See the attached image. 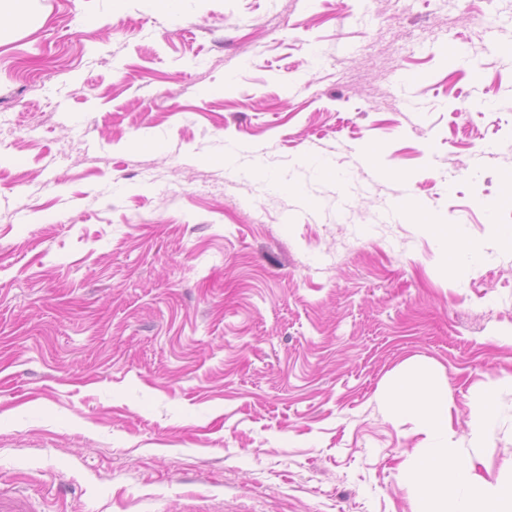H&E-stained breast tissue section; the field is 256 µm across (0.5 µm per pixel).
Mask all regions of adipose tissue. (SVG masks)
<instances>
[{
    "label": "adipose tissue",
    "mask_w": 512,
    "mask_h": 512,
    "mask_svg": "<svg viewBox=\"0 0 512 512\" xmlns=\"http://www.w3.org/2000/svg\"><path fill=\"white\" fill-rule=\"evenodd\" d=\"M500 387L512 388V377L496 378L471 402L474 444H484L496 424L493 398ZM386 397L394 415L415 419L423 434L404 472L413 512H512V479H487L479 473L477 459L457 457L448 400L433 373L401 371Z\"/></svg>",
    "instance_id": "ef3b65f1"
}]
</instances>
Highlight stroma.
Wrapping results in <instances>:
<instances>
[{
	"instance_id": "1",
	"label": "stroma",
	"mask_w": 512,
	"mask_h": 512,
	"mask_svg": "<svg viewBox=\"0 0 512 512\" xmlns=\"http://www.w3.org/2000/svg\"><path fill=\"white\" fill-rule=\"evenodd\" d=\"M0 28V494L413 512L387 381L512 472V0H30ZM482 244L452 273L430 223ZM500 387L512 388V377L496 378L492 385L480 395L475 396L471 402L473 423L471 440L475 445L484 444L496 424V413L493 403L494 389Z\"/></svg>"
}]
</instances>
